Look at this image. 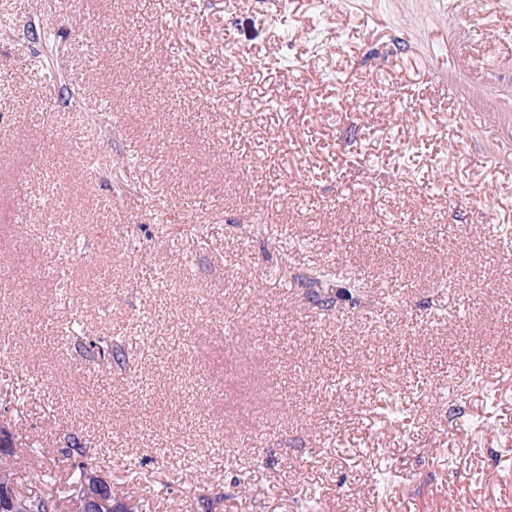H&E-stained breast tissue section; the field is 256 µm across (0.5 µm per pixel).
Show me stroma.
Masks as SVG:
<instances>
[{"label":"stroma","mask_w":512,"mask_h":512,"mask_svg":"<svg viewBox=\"0 0 512 512\" xmlns=\"http://www.w3.org/2000/svg\"><path fill=\"white\" fill-rule=\"evenodd\" d=\"M0 273V422L139 512H512V0H0ZM329 273L326 269L314 270L302 275L301 283L308 288L312 302L322 311L332 310L336 306V297L327 287Z\"/></svg>","instance_id":"obj_1"}]
</instances>
